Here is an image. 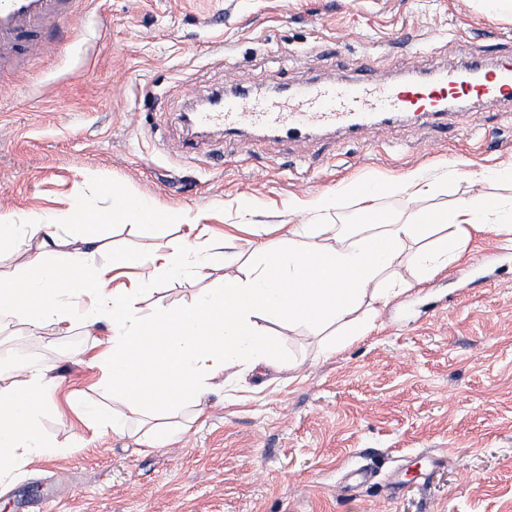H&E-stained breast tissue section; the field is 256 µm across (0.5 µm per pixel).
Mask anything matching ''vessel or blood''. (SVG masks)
I'll return each instance as SVG.
<instances>
[{
    "mask_svg": "<svg viewBox=\"0 0 512 512\" xmlns=\"http://www.w3.org/2000/svg\"><path fill=\"white\" fill-rule=\"evenodd\" d=\"M73 0H0V68L15 66L39 46L42 31L63 26ZM512 105V62L474 58L448 72L439 66L422 79L382 82L363 72L336 84L307 81L274 100L260 99L249 87L225 95L218 108L194 113L198 129H261L274 136L307 139L323 132L361 138L377 123L411 114L425 124L447 127L446 101Z\"/></svg>",
    "mask_w": 512,
    "mask_h": 512,
    "instance_id": "1",
    "label": "vessel or blood"
}]
</instances>
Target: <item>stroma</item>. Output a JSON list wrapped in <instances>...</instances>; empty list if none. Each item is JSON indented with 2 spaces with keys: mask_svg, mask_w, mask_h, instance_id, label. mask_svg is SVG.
I'll return each mask as SVG.
<instances>
[{
  "mask_svg": "<svg viewBox=\"0 0 512 512\" xmlns=\"http://www.w3.org/2000/svg\"><path fill=\"white\" fill-rule=\"evenodd\" d=\"M69 35L48 36L23 75L0 69V215L71 234L74 208L95 199L103 247L95 265L139 258L112 285L195 229L211 265L204 275L157 276L144 310L180 306L239 274L256 227L273 236L308 221L342 236L359 230L355 200L301 218L297 198L350 182L420 170L447 178L448 201L480 191L512 163V110L475 107L449 131L411 119L344 135L288 141L216 130L184 153L182 115L218 88L349 80L362 64L398 78L483 52L512 56V17L479 0H97ZM186 214L147 230L113 222V187ZM388 302L365 300L371 332L333 355L326 336L272 325L288 370L225 371L197 405L172 415L174 441L150 447V419L123 411L117 435L84 419L83 405L112 407L98 366L112 339L80 324L30 333L0 322V348L36 350L54 365L52 401L39 417L65 454L24 460L0 475V512H512V243L495 226L470 230L459 259ZM374 473L350 497L349 468Z\"/></svg>",
  "mask_w": 512,
  "mask_h": 512,
  "instance_id": "stroma-1",
  "label": "stroma"
}]
</instances>
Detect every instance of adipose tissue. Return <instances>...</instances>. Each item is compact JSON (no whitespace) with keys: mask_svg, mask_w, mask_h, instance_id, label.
<instances>
[{"mask_svg":"<svg viewBox=\"0 0 512 512\" xmlns=\"http://www.w3.org/2000/svg\"><path fill=\"white\" fill-rule=\"evenodd\" d=\"M443 181L414 173L382 182L345 184L336 192L293 204L300 213H319L359 199L365 223L348 237H335L329 224H293L283 239L256 232L252 258L237 276L197 294L182 307L143 311L138 302L154 274L203 273L207 256L200 243L184 236L158 255L149 274L130 287L111 290L112 270L131 258L114 254L111 264L93 267L101 248L98 211L80 205L78 232L47 237L42 224H14L0 217V243L25 249L18 274L0 280V318L39 332L47 323L78 320L94 336L100 320L111 319L112 341L99 362L112 385V399L141 407L177 411L197 402L225 368L249 361L252 367L286 368L272 343L269 323L299 325L329 333L328 353H336L372 326L357 311L364 299L379 302L405 291L394 268L408 262L424 282L459 256L469 229L512 222V198L469 195L452 205L400 219L377 207L379 198L402 195L415 201L447 190ZM113 219L152 228L175 222L168 210L112 189ZM39 240L37 250H26ZM340 287H332V280ZM46 371L27 370L0 384V474L25 458L46 452L49 443L38 418L51 399Z\"/></svg>","mask_w":512,"mask_h":512,"instance_id":"1","label":"adipose tissue"}]
</instances>
